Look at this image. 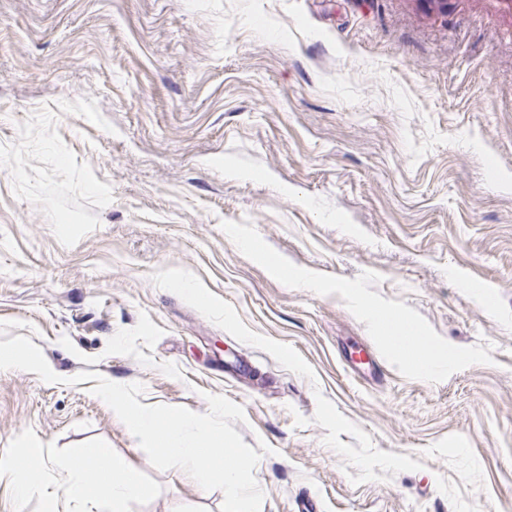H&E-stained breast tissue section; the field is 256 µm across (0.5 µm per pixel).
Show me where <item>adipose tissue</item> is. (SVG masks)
Listing matches in <instances>:
<instances>
[{"instance_id":"1","label":"adipose tissue","mask_w":512,"mask_h":512,"mask_svg":"<svg viewBox=\"0 0 512 512\" xmlns=\"http://www.w3.org/2000/svg\"><path fill=\"white\" fill-rule=\"evenodd\" d=\"M87 456L95 461L93 469H86L84 458L79 457L56 462L57 468L68 476L65 493L70 500L91 498L100 512H125L127 502L145 495V487L122 460L96 448L88 449Z\"/></svg>"}]
</instances>
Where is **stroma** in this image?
<instances>
[{
    "label": "stroma",
    "instance_id": "1",
    "mask_svg": "<svg viewBox=\"0 0 512 512\" xmlns=\"http://www.w3.org/2000/svg\"><path fill=\"white\" fill-rule=\"evenodd\" d=\"M308 270L490 347L439 383L385 359L339 294L275 280L221 221ZM187 278L194 293L182 290ZM0 464L64 503L57 459L97 447L148 493L127 512H220L71 384L245 411L261 512H512V0H0ZM14 483L21 495L42 479V470L31 462H16L11 468Z\"/></svg>",
    "mask_w": 512,
    "mask_h": 512
}]
</instances>
